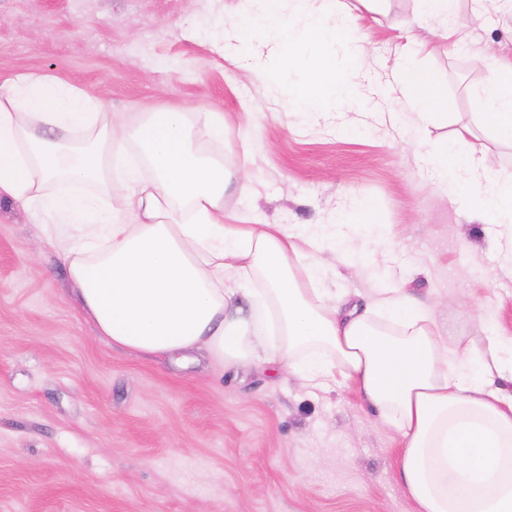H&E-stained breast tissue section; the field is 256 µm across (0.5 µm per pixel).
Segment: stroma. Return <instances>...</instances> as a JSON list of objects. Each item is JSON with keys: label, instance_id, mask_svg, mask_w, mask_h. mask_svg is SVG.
Segmentation results:
<instances>
[{"label": "stroma", "instance_id": "obj_1", "mask_svg": "<svg viewBox=\"0 0 512 512\" xmlns=\"http://www.w3.org/2000/svg\"><path fill=\"white\" fill-rule=\"evenodd\" d=\"M244 0H0V83L50 75L84 87L130 121L177 107L189 121L224 116L205 152L238 160L250 190L226 212L269 224H329L356 213L353 267L319 255L325 286L363 304L390 282L438 300L448 347L475 352L484 318L512 336V245L452 202L412 137L448 139L472 122V89L496 79L481 59L512 60V11L458 0L472 38L427 34L415 0H385L359 21L361 93L339 112L271 101L222 45ZM447 98L439 115L392 126L384 95L407 35ZM55 234L0 199V512H416L399 469L403 443L344 380L314 387L258 365L177 364L112 347L79 312Z\"/></svg>", "mask_w": 512, "mask_h": 512}]
</instances>
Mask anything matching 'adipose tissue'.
I'll use <instances>...</instances> for the list:
<instances>
[{
	"label": "adipose tissue",
	"instance_id": "obj_1",
	"mask_svg": "<svg viewBox=\"0 0 512 512\" xmlns=\"http://www.w3.org/2000/svg\"><path fill=\"white\" fill-rule=\"evenodd\" d=\"M418 2L430 33L461 35L456 0ZM418 46L408 40L394 67L407 76V106L423 118L442 93L432 72L413 67ZM488 61L502 76L472 91V108L493 143L512 148V62ZM43 126L57 138H44ZM476 129L461 126L456 141ZM74 133L85 143L72 153ZM223 137L218 114L198 125L169 109L131 125L86 89L20 76L0 83V196L51 223L84 225L61 260L80 313L112 345L178 361L203 352L274 365L319 385L349 380L400 432V473L418 512H512V394L494 385L512 373V336L489 332L475 355L450 351L433 306L401 286L361 310L327 301L316 255L359 224L347 215L330 230L307 224L297 233L232 223L224 192L232 184L247 192L250 175L200 148ZM128 140L136 156L120 153ZM455 143L413 147L429 159L438 190L512 236V175L488 165L487 146ZM116 171L127 187L117 203L108 192ZM92 183L96 192L82 193Z\"/></svg>",
	"mask_w": 512,
	"mask_h": 512
}]
</instances>
